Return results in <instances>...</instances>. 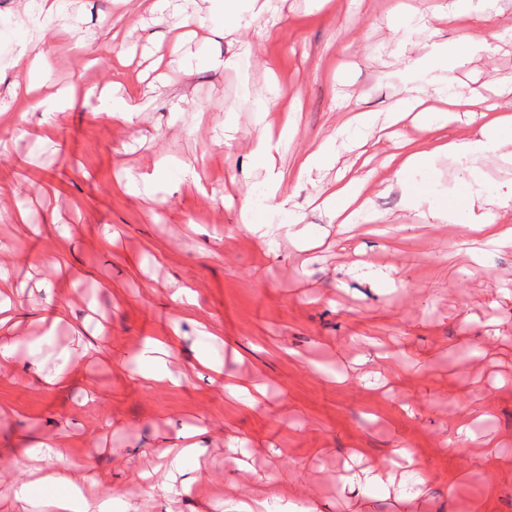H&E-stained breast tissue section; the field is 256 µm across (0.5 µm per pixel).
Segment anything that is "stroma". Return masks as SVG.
Instances as JSON below:
<instances>
[{"label":"stroma","instance_id":"1","mask_svg":"<svg viewBox=\"0 0 512 512\" xmlns=\"http://www.w3.org/2000/svg\"><path fill=\"white\" fill-rule=\"evenodd\" d=\"M492 2L500 37L454 70L458 96L479 87L491 98V76L512 80V0ZM426 6L277 0L259 18L238 14L231 42L211 0H171L165 15L133 21L122 0H63L49 17L0 0V268L17 286L15 326L0 335L42 342L37 354L26 344L0 364V512H38L9 492L22 477L12 457L41 441L90 457L111 512H233L264 494L291 512H402L395 494L340 484L351 449L378 464L400 442L427 480L418 512H512V468L502 466L512 460V242L486 247L462 225L408 220L406 198L388 187L383 144L357 151L337 133L350 109L383 122L404 96L410 61L457 43L461 26L420 27ZM187 17L198 34L173 45L168 31ZM50 25L78 35L51 59L53 87L82 71L132 106L131 122L81 100L51 141L36 143L45 109L24 94L13 61ZM264 25L279 37L253 40ZM83 38L125 52V82L113 84L103 64L81 70ZM272 82L282 97L260 111ZM286 111L284 174L313 141L338 137L335 163L299 192L304 224L325 236L305 251L293 244L291 216L267 198L249 138ZM228 115L242 132L229 147ZM400 133L433 152L405 175L423 206L512 192V159L464 162L435 152V134L419 124ZM362 151L380 220L342 228L318 202ZM245 200L258 223L280 225L275 244L239 231ZM175 283L190 286L196 304L173 302ZM55 305L66 319L45 342L40 318ZM200 321L217 330L211 355L241 382L263 384L266 406L244 409L197 364ZM158 336L174 340L167 368L176 383L146 389L131 370L142 342ZM67 359L78 365L68 387L36 381L34 367ZM467 413L476 440L454 443ZM194 424L209 428L199 479L177 497L141 496L137 475L156 465V448ZM233 436L249 450L239 465L227 458Z\"/></svg>","mask_w":512,"mask_h":512}]
</instances>
